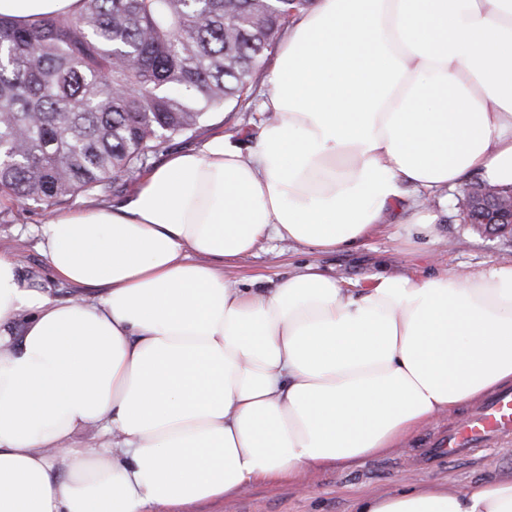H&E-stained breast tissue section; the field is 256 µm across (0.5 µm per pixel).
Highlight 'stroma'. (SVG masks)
Wrapping results in <instances>:
<instances>
[{
	"label": "stroma",
	"instance_id": "35a3bbf8",
	"mask_svg": "<svg viewBox=\"0 0 512 512\" xmlns=\"http://www.w3.org/2000/svg\"><path fill=\"white\" fill-rule=\"evenodd\" d=\"M270 66V61H263L239 100L210 113L192 138L179 136L168 141L152 157V165L162 164L174 152L201 148L216 134L224 135L242 151L253 148L266 118L260 101L266 91ZM437 213V230L443 238L438 245L410 236L401 213L392 210L386 214L382 230L358 248L314 253L288 240L269 241L252 255L238 260L234 276L256 277L261 287L272 288L313 261L349 286L365 283L376 272L424 273L440 266L473 274L492 262L512 259V238L490 239L477 234L458 217L455 209L441 207ZM46 216V211L13 205L8 215L0 217V248L13 250L19 258L22 276L48 288L51 298L65 301L86 295V288L52 278L39 234ZM475 408L471 402L457 412L435 418L402 448L345 470L327 467L308 475L309 492H302L296 484L285 480L259 483L231 498L186 505L179 512H350L357 498L396 490L410 481H436L453 487L492 478L512 468V439L477 448L465 456L443 455L428 464L422 460L423 453L438 437L469 418Z\"/></svg>",
	"mask_w": 512,
	"mask_h": 512
}]
</instances>
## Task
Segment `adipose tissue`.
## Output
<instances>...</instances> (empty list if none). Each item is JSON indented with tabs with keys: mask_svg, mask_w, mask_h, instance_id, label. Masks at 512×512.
<instances>
[{
	"mask_svg": "<svg viewBox=\"0 0 512 512\" xmlns=\"http://www.w3.org/2000/svg\"><path fill=\"white\" fill-rule=\"evenodd\" d=\"M82 0H0L27 23ZM255 149L224 136L117 207L40 228L52 299L0 250V512H158L346 469L512 385V260L464 276L310 263L230 282L259 243H362L407 191L512 187V0H312L275 52ZM21 329H14L17 317ZM99 429L100 447L73 436ZM352 512H512V471Z\"/></svg>",
	"mask_w": 512,
	"mask_h": 512,
	"instance_id": "ef3b65f1",
	"label": "adipose tissue"
}]
</instances>
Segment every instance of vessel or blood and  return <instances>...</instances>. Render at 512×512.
<instances>
[{
  "instance_id": "b4317fda",
  "label": "vessel or blood",
  "mask_w": 512,
  "mask_h": 512,
  "mask_svg": "<svg viewBox=\"0 0 512 512\" xmlns=\"http://www.w3.org/2000/svg\"><path fill=\"white\" fill-rule=\"evenodd\" d=\"M512 436V391L487 400L461 427L449 430L443 444L449 454L461 455L471 448Z\"/></svg>"
}]
</instances>
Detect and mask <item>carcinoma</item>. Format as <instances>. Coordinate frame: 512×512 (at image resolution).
Instances as JSON below:
<instances>
[{
  "label": "carcinoma",
  "mask_w": 512,
  "mask_h": 512,
  "mask_svg": "<svg viewBox=\"0 0 512 512\" xmlns=\"http://www.w3.org/2000/svg\"><path fill=\"white\" fill-rule=\"evenodd\" d=\"M0 18V199L48 210L140 180L148 159L240 98L310 0H82ZM498 224L489 200L462 216Z\"/></svg>",
  "instance_id": "obj_1"
}]
</instances>
